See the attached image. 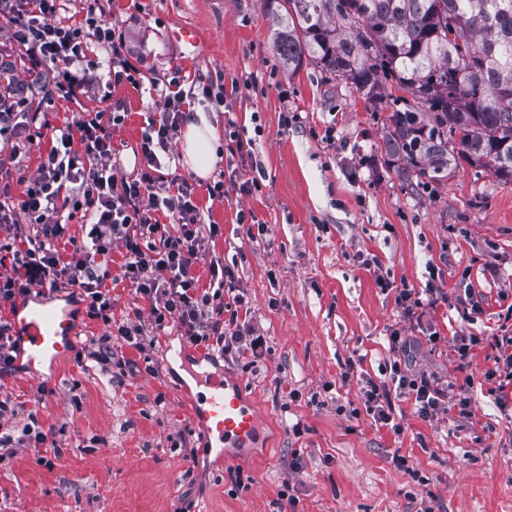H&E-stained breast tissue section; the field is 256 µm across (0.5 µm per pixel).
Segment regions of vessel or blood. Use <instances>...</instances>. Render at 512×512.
<instances>
[{
	"instance_id": "1",
	"label": "vessel or blood",
	"mask_w": 512,
	"mask_h": 512,
	"mask_svg": "<svg viewBox=\"0 0 512 512\" xmlns=\"http://www.w3.org/2000/svg\"><path fill=\"white\" fill-rule=\"evenodd\" d=\"M15 327L20 343L34 357L62 355L74 342L66 320L47 309L28 310ZM192 415L203 434L227 448L250 447L258 435L254 405L227 383H211L208 391L198 396Z\"/></svg>"
}]
</instances>
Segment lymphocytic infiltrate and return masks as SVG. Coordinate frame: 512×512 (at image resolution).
I'll return each mask as SVG.
<instances>
[{"label": "lymphocytic infiltrate", "instance_id": "1", "mask_svg": "<svg viewBox=\"0 0 512 512\" xmlns=\"http://www.w3.org/2000/svg\"><path fill=\"white\" fill-rule=\"evenodd\" d=\"M59 10L60 0H0V15L8 19L6 38L28 61L46 100L78 104L88 95H99L102 77L89 59L94 47L108 52L114 81L131 79L122 34L94 11L72 22L60 18ZM189 104L182 90L161 93L158 110L141 136L136 174L119 173L112 161V134L125 115L102 106L81 113L74 123L51 128L37 173L25 179L20 195L0 188V376L14 371L21 355L9 315L36 290H73L86 317L107 328L82 347L79 360L114 372L120 381L137 376L141 368L119 354L115 342L139 351L148 338L172 325L189 344L207 342L225 355L263 357L265 338L259 328L224 312V293L235 290L236 279L231 267L209 254L210 242L222 234L220 226L203 222L194 183L163 171L160 157L169 152ZM38 118L35 112L0 108V139L10 144L11 158L32 142L30 129ZM75 216L88 227L80 238L68 235L64 223ZM115 251L124 258L121 277L142 301L131 317L119 321L105 286L111 276L108 259ZM204 260L210 272L205 287L195 274ZM445 298L430 282L397 289L395 303L404 320L418 326L427 309ZM388 344V380L366 379L360 390L375 423L400 431L392 416L395 393L413 396L416 412L425 420L446 412L452 395L461 415L470 417L467 390L410 372L407 357L414 340L404 329H392ZM18 415L11 397L0 396V451L41 448L44 464H51L60 454L55 429H43L33 412L25 424H18Z\"/></svg>", "mask_w": 512, "mask_h": 512}]
</instances>
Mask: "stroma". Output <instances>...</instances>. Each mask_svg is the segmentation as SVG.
Wrapping results in <instances>:
<instances>
[{"mask_svg":"<svg viewBox=\"0 0 512 512\" xmlns=\"http://www.w3.org/2000/svg\"><path fill=\"white\" fill-rule=\"evenodd\" d=\"M90 7L125 33L139 72L137 83L110 87L128 114L113 138L121 173L137 169L163 84L178 76L187 91L217 75L237 84L225 106L203 105L223 152L216 169L239 167L236 143L249 142L245 175L261 188L221 202L201 189L196 198L205 223L224 229L213 251L233 267L271 352L245 370L171 329L145 352L156 374L120 384L82 369L72 352L20 360L0 393L60 428L61 456L51 468L33 448L0 457V512H281L288 496L295 512H512V410L498 408L483 377L500 354L496 336L512 332V182L465 164L441 185L403 183L386 165L391 98L366 105L312 65L285 72L265 0H65L61 14ZM185 27L197 33L195 47L173 39ZM241 209L267 225L262 240L243 237ZM366 254L378 269L362 265ZM433 267L448 300L425 319L443 341L417 344L409 367L467 386L474 417L452 409L424 420L401 397L396 433L351 413L363 378L384 380L388 335L404 324L394 292L376 278L422 288ZM467 288L478 306L469 316L457 302ZM29 304L70 319L76 341L105 332L66 293ZM460 330L484 337L465 368L449 344ZM212 377L238 382L255 405L254 447L227 453L205 443L191 408ZM42 384L50 393L40 402ZM397 453L408 469L394 465ZM230 469L243 490L232 491Z\"/></svg>","mask_w":512,"mask_h":512,"instance_id":"obj_1","label":"stroma"}]
</instances>
